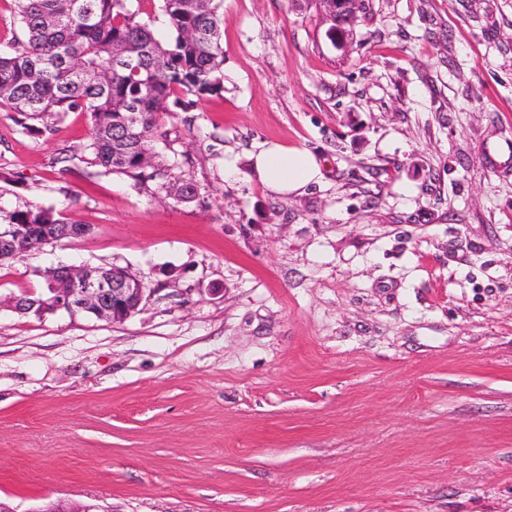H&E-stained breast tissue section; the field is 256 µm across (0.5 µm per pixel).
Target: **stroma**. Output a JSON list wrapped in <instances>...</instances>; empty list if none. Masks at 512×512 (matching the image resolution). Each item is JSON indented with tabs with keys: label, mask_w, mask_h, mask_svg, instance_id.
Returning <instances> with one entry per match:
<instances>
[{
	"label": "stroma",
	"mask_w": 512,
	"mask_h": 512,
	"mask_svg": "<svg viewBox=\"0 0 512 512\" xmlns=\"http://www.w3.org/2000/svg\"><path fill=\"white\" fill-rule=\"evenodd\" d=\"M223 0L224 90L152 147L178 202L0 106V207L91 234L0 263V501L102 512H512V0ZM307 150L288 196L247 157ZM239 171L224 176V157ZM61 265L141 279L109 323L9 307ZM322 2L325 4L327 9L326 16L328 20L333 23V26H330L326 30V37L336 50L345 52L349 46L348 35L345 27L355 16L356 9L354 4L356 3V0H322ZM318 11L326 21L325 14L320 10Z\"/></svg>",
	"instance_id": "obj_1"
}]
</instances>
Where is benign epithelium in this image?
I'll list each match as a JSON object with an SVG mask.
<instances>
[{
	"mask_svg": "<svg viewBox=\"0 0 512 512\" xmlns=\"http://www.w3.org/2000/svg\"><path fill=\"white\" fill-rule=\"evenodd\" d=\"M333 26L326 37L338 51L349 46L345 30L348 18L355 16L356 0H322ZM53 297L42 302L44 309L64 308L72 314L91 313L101 320L121 323L135 314L146 288L142 280L120 267H112V277L88 266H62L51 271Z\"/></svg>",
	"mask_w": 512,
	"mask_h": 512,
	"instance_id": "1",
	"label": "benign epithelium"
}]
</instances>
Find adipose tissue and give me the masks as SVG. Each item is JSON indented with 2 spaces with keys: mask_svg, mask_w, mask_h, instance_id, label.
Masks as SVG:
<instances>
[{
  "mask_svg": "<svg viewBox=\"0 0 512 512\" xmlns=\"http://www.w3.org/2000/svg\"><path fill=\"white\" fill-rule=\"evenodd\" d=\"M250 162L259 181L281 195L301 190L322 176L312 153L277 142L265 143L257 153L251 154Z\"/></svg>",
  "mask_w": 512,
  "mask_h": 512,
  "instance_id": "obj_1",
  "label": "adipose tissue"
}]
</instances>
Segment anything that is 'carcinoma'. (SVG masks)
<instances>
[{"mask_svg": "<svg viewBox=\"0 0 512 512\" xmlns=\"http://www.w3.org/2000/svg\"><path fill=\"white\" fill-rule=\"evenodd\" d=\"M14 2L23 38L0 53V104L41 136L53 128L32 122L86 112L92 164L141 183L158 180L178 201L194 198L192 184L164 181L168 166L149 142L165 135L161 119L171 108L189 112L196 101L223 91V0H158L172 30L165 41L128 0ZM1 224L16 225L17 256L54 238L58 224L89 232L52 207L31 205L0 208Z\"/></svg>", "mask_w": 512, "mask_h": 512, "instance_id": "1", "label": "carcinoma"}]
</instances>
